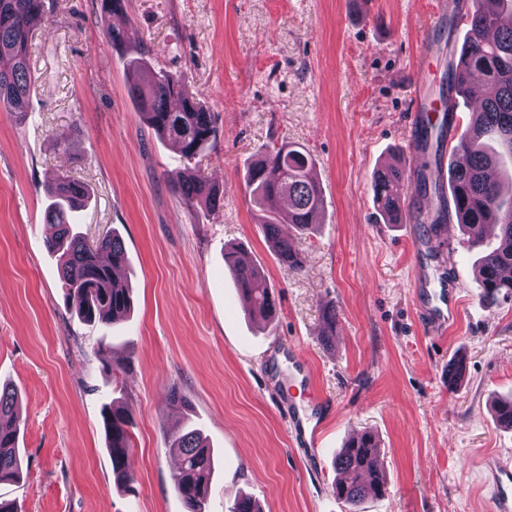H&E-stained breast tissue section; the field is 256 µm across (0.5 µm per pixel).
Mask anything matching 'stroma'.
<instances>
[{
  "label": "stroma",
  "instance_id": "obj_1",
  "mask_svg": "<svg viewBox=\"0 0 512 512\" xmlns=\"http://www.w3.org/2000/svg\"><path fill=\"white\" fill-rule=\"evenodd\" d=\"M372 2L366 12L357 0H128L119 18L101 0H45L30 110L22 121L0 111V384L17 389L22 418V479L1 483L0 497L20 512H185L167 438L186 425L214 454L205 512L244 495L263 512H347L335 458L361 431L380 439L387 492L360 512H487L480 461H512V430L491 411L512 396V298L483 302L477 255L460 248L459 319L445 339L427 335L412 285L423 196L408 182L410 222L385 224L371 188L381 160L416 173L405 152L416 99L441 94L468 26L456 0L437 28L435 0ZM114 26L129 36L119 48ZM136 56L206 103L215 148L189 161L147 131L127 94ZM282 142L311 154L325 196L315 231L283 227L303 259L296 273L269 250L245 188L251 162ZM188 173L219 187L223 208L189 213L170 187ZM64 174L91 193L75 231H118L128 253L132 307L111 328L77 316L46 249V189ZM230 246L262 267L275 318L244 311ZM103 338L119 369L103 370ZM314 402L329 415L320 447L306 448L289 417ZM109 403L133 410L127 489L106 450Z\"/></svg>",
  "mask_w": 512,
  "mask_h": 512
}]
</instances>
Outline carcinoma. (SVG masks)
Listing matches in <instances>:
<instances>
[{"mask_svg":"<svg viewBox=\"0 0 512 512\" xmlns=\"http://www.w3.org/2000/svg\"><path fill=\"white\" fill-rule=\"evenodd\" d=\"M44 17V0H0V109L22 119L28 111L31 72L30 44L34 26ZM469 31L459 56L448 63L447 118L428 124L421 132L422 151L437 159L451 131L460 96L475 104L466 126L456 133L458 146L448 164L450 202L437 204L416 217L427 236L456 223L467 233L472 248L483 249L478 264L481 297L485 302L512 297V196L504 198L497 169L512 160V0H471ZM127 92L141 121L160 138L178 144L184 158L199 156L216 138L212 113L192 96L180 79L154 71L144 58L129 61ZM406 170L398 164L378 169L372 191L379 215L387 224H402ZM246 188L262 215V230L278 262L290 271L302 268L293 241L281 234L280 225L292 224L299 233L320 223L324 196L316 177V163L303 147L282 143L250 164ZM172 192L186 209L200 204L219 208V190L196 175L171 181ZM47 219L54 228L46 248L56 259L65 296L76 302L87 322L114 324L131 309L129 282L115 271L128 262L122 237L108 232L93 242L72 231L74 213L90 198L88 186L61 179L51 191ZM245 309L266 319L278 311L277 297L262 268L245 262L235 247L224 252ZM496 423L512 429V400L494 403ZM112 473L125 485L135 481L128 457L132 444L129 427L133 414L125 406L111 405L103 412ZM21 417L18 394L0 386V482L18 480L21 473L18 437ZM169 449L180 459L173 486L187 512H202L214 464L205 438L197 429H178L169 435ZM379 444L369 431L356 434L340 450L336 467L345 480L334 486L336 497L348 512H358L370 494H381L386 481L379 472Z\"/></svg>","mask_w":512,"mask_h":512,"instance_id":"1","label":"carcinoma"}]
</instances>
